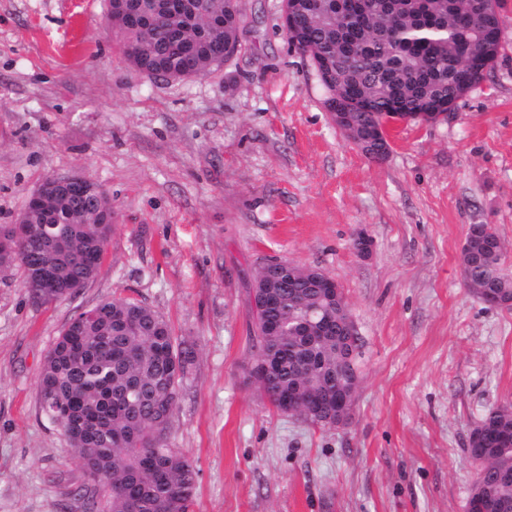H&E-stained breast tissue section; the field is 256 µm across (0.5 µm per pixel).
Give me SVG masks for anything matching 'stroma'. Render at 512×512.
Segmentation results:
<instances>
[{
    "label": "stroma",
    "instance_id": "obj_1",
    "mask_svg": "<svg viewBox=\"0 0 512 512\" xmlns=\"http://www.w3.org/2000/svg\"><path fill=\"white\" fill-rule=\"evenodd\" d=\"M498 58L449 117L406 122L367 158L331 121L282 0H241L242 49L203 78L126 62L109 0H0V224L47 178L112 198L97 276L35 302L0 267V512H83L85 482L39 408L48 352L81 310L144 302L198 359L169 444L199 471L193 512H465L471 430L512 402V308L463 285L468 225H492L512 276V0ZM372 240L364 258L358 232ZM342 288L362 357L351 422L284 415L246 380L261 258Z\"/></svg>",
    "mask_w": 512,
    "mask_h": 512
}]
</instances>
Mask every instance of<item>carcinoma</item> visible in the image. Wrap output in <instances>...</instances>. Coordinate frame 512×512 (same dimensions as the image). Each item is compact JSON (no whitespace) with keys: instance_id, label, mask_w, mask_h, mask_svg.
I'll use <instances>...</instances> for the list:
<instances>
[{"instance_id":"carcinoma-1","label":"carcinoma","mask_w":512,"mask_h":512,"mask_svg":"<svg viewBox=\"0 0 512 512\" xmlns=\"http://www.w3.org/2000/svg\"><path fill=\"white\" fill-rule=\"evenodd\" d=\"M283 11L300 19L288 40L306 56L326 90L325 101L350 107V140L376 158L377 129L385 114L441 112L459 98L472 77L464 47L475 31L499 24L498 0H283ZM151 20L136 27L132 16ZM239 0H110L108 27L124 57L149 77L178 80L193 61L200 74L223 65L215 54L241 43ZM28 238L0 247V267L20 265L37 302L70 298V285L93 278L112 236V200L100 184L82 197L60 192L27 213ZM504 244L491 225L470 239L461 257L462 277L473 295L500 281L512 288L501 265ZM54 265L58 287L38 288L37 267ZM280 306L266 313L286 328L282 336L253 333L252 348L272 369L262 380L270 403L290 389L318 401V413L297 414L318 425L327 418L326 398L336 381V337L301 335L303 322L336 311L309 276L279 278ZM94 317L70 321L47 355L39 379L40 408L60 417L69 452L86 480L76 496L83 512H188L198 470L168 445L171 419L183 383L192 374L193 346L173 336L151 307L122 297L91 307ZM497 446L477 474L470 502L475 512L512 510V403L491 409Z\"/></svg>"}]
</instances>
